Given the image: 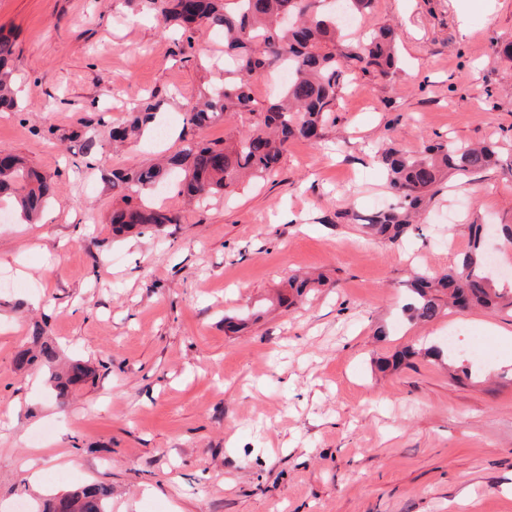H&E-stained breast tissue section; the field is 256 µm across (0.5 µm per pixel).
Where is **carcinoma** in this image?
Instances as JSON below:
<instances>
[{
	"label": "carcinoma",
	"mask_w": 512,
	"mask_h": 512,
	"mask_svg": "<svg viewBox=\"0 0 512 512\" xmlns=\"http://www.w3.org/2000/svg\"><path fill=\"white\" fill-rule=\"evenodd\" d=\"M156 7L163 24H172L187 34L192 45L194 30L202 25L217 28L224 35V85L209 93L191 110L186 123L197 128L237 114L252 116L249 128L224 143L192 142L165 165H148L112 174V184H124L134 193L164 184L174 169L185 172L180 193L190 199L224 194L244 176L263 178L279 163L288 144L303 140L318 143L336 100L348 83L361 75L389 82L400 62L397 35L388 26L367 32L353 42L344 38L338 12L324 8L323 0H145ZM342 12L364 17L376 0H339ZM12 43L0 37V108L15 105L13 73L8 67ZM288 71V81L279 99L265 108L256 107L254 82L271 71ZM156 106L148 104L133 117L129 126L112 131L121 141L138 137L155 117ZM386 169L387 186L397 205L354 221L375 235L392 241L402 236L430 194L437 192L442 177L457 174L470 177L493 168L512 172L503 162L499 146L458 145L451 141L427 143L408 154L391 147L379 156ZM50 194V185L36 172L12 156L0 166V195H9L22 213L33 219ZM180 223V215L153 206L117 207L112 211V228L117 233L137 227H160ZM482 225H472L471 249L459 269L435 276H417L410 284L411 301L405 311L409 319L431 322L443 305L467 308L480 306L495 310L512 306V289L496 286L487 262L482 260ZM34 354H19L22 364L41 360L52 366L55 348L42 341L34 330ZM92 375L76 361L62 372L52 373L54 388L65 394L69 387ZM112 491L101 485H86L62 496L43 500L37 512H110Z\"/></svg>",
	"instance_id": "1"
}]
</instances>
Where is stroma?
Masks as SVG:
<instances>
[{"instance_id":"1","label":"stroma","mask_w":512,"mask_h":512,"mask_svg":"<svg viewBox=\"0 0 512 512\" xmlns=\"http://www.w3.org/2000/svg\"><path fill=\"white\" fill-rule=\"evenodd\" d=\"M383 23L401 70L350 82L321 144L292 142L273 173L198 206L173 183L142 193L180 223L116 236L114 172L241 129L183 124L223 81L224 42L204 29L188 48L140 0H0L18 88L0 150L54 190L35 223L0 199V512L87 484L111 487L112 512H512V307L403 312L416 274L460 266L470 224H512V174L445 180L396 242L347 217L394 205L388 144L492 140L512 160L497 56L512 0H377L363 24ZM148 97L165 135L116 146ZM318 274L281 304L289 279ZM228 317L245 327L225 333ZM468 328L492 355H472ZM36 329L95 371L66 400L16 362ZM452 332L461 367L423 356ZM406 348L420 357L381 369Z\"/></svg>"}]
</instances>
